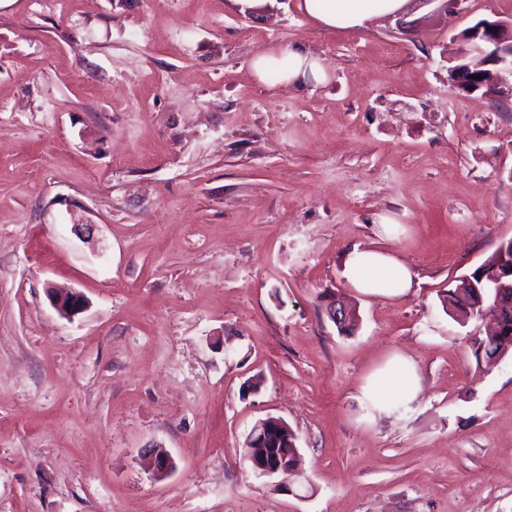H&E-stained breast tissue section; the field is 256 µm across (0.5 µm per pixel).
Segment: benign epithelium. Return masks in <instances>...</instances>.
Returning a JSON list of instances; mask_svg holds the SVG:
<instances>
[{
    "mask_svg": "<svg viewBox=\"0 0 512 512\" xmlns=\"http://www.w3.org/2000/svg\"><path fill=\"white\" fill-rule=\"evenodd\" d=\"M465 44L463 56L476 63L468 70L448 69L450 84L458 89L477 87L484 90V95L493 98L512 96V21L487 20L480 26L468 28L461 34ZM491 67L486 78L478 79L483 67ZM493 287L497 289L498 297L512 292V263L502 265L493 278ZM50 299L58 313L72 319L86 307V300L79 292L58 293L50 291ZM291 428L280 418L267 417L259 420L252 429V440L256 447L262 448L267 444L288 441ZM297 457L268 456L249 459L255 474L259 477L277 478L282 490L291 491V481L282 479V474L288 471V460ZM150 464L156 475H167L173 468L170 455L158 448L153 451Z\"/></svg>",
    "mask_w": 512,
    "mask_h": 512,
    "instance_id": "obj_1",
    "label": "benign epithelium"
}]
</instances>
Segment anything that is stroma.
I'll use <instances>...</instances> for the list:
<instances>
[{
	"instance_id": "stroma-1",
	"label": "stroma",
	"mask_w": 512,
	"mask_h": 512,
	"mask_svg": "<svg viewBox=\"0 0 512 512\" xmlns=\"http://www.w3.org/2000/svg\"><path fill=\"white\" fill-rule=\"evenodd\" d=\"M433 10L340 30L301 0H0V512H512V355L477 363L478 321L442 304L512 239V98L448 81L512 0ZM295 46L325 80L254 74ZM355 247L412 290L351 288ZM396 354L420 395L372 417ZM269 416L298 437L291 494L244 456ZM51 302L58 313L68 319H72L86 307V300L79 292L58 293L49 288Z\"/></svg>"
}]
</instances>
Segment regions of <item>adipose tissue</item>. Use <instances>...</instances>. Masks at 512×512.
Wrapping results in <instances>:
<instances>
[{
  "label": "adipose tissue",
  "instance_id": "obj_1",
  "mask_svg": "<svg viewBox=\"0 0 512 512\" xmlns=\"http://www.w3.org/2000/svg\"><path fill=\"white\" fill-rule=\"evenodd\" d=\"M303 4L307 14L324 27L354 29L367 26L377 15L401 11L407 0H303ZM251 67L259 76L279 70L283 81L291 85L326 76L322 60L297 47L257 56ZM344 271L351 288L367 295L398 296L413 286L411 270L390 252L352 249ZM420 390L415 363L397 355L367 378L362 396L375 415L388 417L397 406L415 401Z\"/></svg>",
  "mask_w": 512,
  "mask_h": 512
}]
</instances>
